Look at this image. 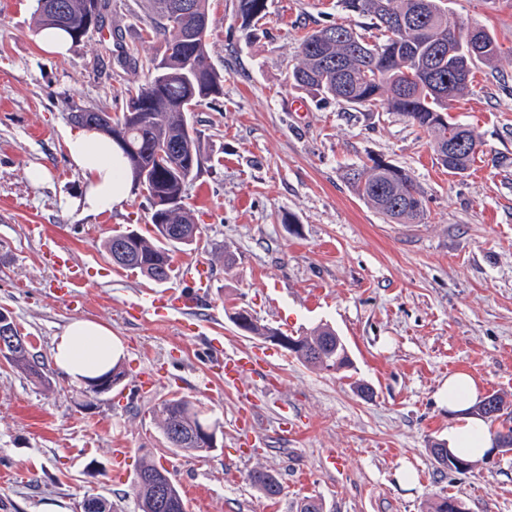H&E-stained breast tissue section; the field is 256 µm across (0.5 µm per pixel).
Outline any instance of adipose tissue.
<instances>
[{
    "label": "adipose tissue",
    "instance_id": "1",
    "mask_svg": "<svg viewBox=\"0 0 512 512\" xmlns=\"http://www.w3.org/2000/svg\"><path fill=\"white\" fill-rule=\"evenodd\" d=\"M67 148L71 162L86 180L85 210L103 212L127 198L132 175L123 152L113 141L85 129L72 133ZM51 354L73 382L84 384L108 372L123 350L113 342L109 327L80 319L69 323L56 337ZM437 398L453 418L448 428V448L473 462L487 457L494 440L485 420L472 412L480 400L476 380L462 372L449 375Z\"/></svg>",
    "mask_w": 512,
    "mask_h": 512
}]
</instances>
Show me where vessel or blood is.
<instances>
[{"label": "vessel or blood", "mask_w": 512, "mask_h": 512, "mask_svg": "<svg viewBox=\"0 0 512 512\" xmlns=\"http://www.w3.org/2000/svg\"><path fill=\"white\" fill-rule=\"evenodd\" d=\"M45 258L53 265L65 269L66 279L62 283L63 288H70L74 283L85 280L86 269L71 263L65 251L46 252ZM187 275L191 281L190 290H143L135 299L126 304L125 314L134 319L151 315L157 320L163 321L171 314H182L201 308L208 300L211 286L210 268L206 263L198 261L190 265ZM211 346L215 353L213 366L228 383L243 382L264 362L261 351L256 348L239 352L230 357L224 356L223 339L219 336L212 337Z\"/></svg>", "instance_id": "obj_1"}]
</instances>
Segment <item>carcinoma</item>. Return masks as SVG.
I'll return each mask as SVG.
<instances>
[{
  "label": "carcinoma",
  "mask_w": 512,
  "mask_h": 512,
  "mask_svg": "<svg viewBox=\"0 0 512 512\" xmlns=\"http://www.w3.org/2000/svg\"><path fill=\"white\" fill-rule=\"evenodd\" d=\"M179 0H145L148 33L160 47L148 60L144 79L128 89L126 107L118 116L109 112L75 108L70 120L115 141L132 171L144 173L139 186L150 203L145 233L124 242L116 233L104 243L112 263L139 273L156 284L173 276L171 248L193 247L199 226L184 205L185 189L204 162L197 131L190 125V109L220 94L221 75L209 62L211 25L209 0H184L187 15L171 19V5ZM345 10L372 19L384 39L370 42L346 22L325 25L307 33L298 46V62L288 75L291 84L324 99L361 107L399 112L430 137L437 162L452 175L465 174L475 162L481 143L467 126L449 116L452 102L472 84V70L492 67L500 60L494 35L481 27V50L456 37L462 27L448 22L444 0H342ZM106 0H36L35 20L41 27L67 31L72 42L105 25ZM267 0H239L242 26L266 14ZM463 141L468 149L448 154V144ZM347 181L375 211L397 224H423L426 207L413 175L403 168L372 161L351 169ZM228 316L240 319L242 331L257 338L278 331L261 325L244 308H231ZM289 349L304 365L339 371L350 364L348 348L336 329L321 323L303 336L293 337ZM0 355L13 367L47 380L44 364L31 353L18 332L5 334L0 324ZM483 417L497 420L503 400L487 396L478 406ZM204 420L187 398L163 402L158 427L169 447L196 455L208 454L215 445L199 440ZM436 463L465 473L471 462L453 455L443 443L432 445ZM253 486L266 498L283 494L278 475L256 470ZM138 512H186L178 485L169 472L144 457L133 479Z\"/></svg>",
  "instance_id": "obj_1"
}]
</instances>
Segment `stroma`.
<instances>
[{"label": "stroma", "instance_id": "obj_1", "mask_svg": "<svg viewBox=\"0 0 512 512\" xmlns=\"http://www.w3.org/2000/svg\"><path fill=\"white\" fill-rule=\"evenodd\" d=\"M35 5L0 0V310L49 382L0 360V512H78L87 495L107 498L112 512H138L130 480L112 477L116 444L129 451L128 471L148 452L199 485L188 512H299L309 496L325 512H428L446 496L468 512H512V451L495 450L463 474L439 471L430 452L448 436L436 394L456 371L508 401L490 432L512 426V0H448L450 23L483 25L502 48L497 67L476 68L471 92L450 111L481 141L461 176L437 163L427 134L401 114L291 85L306 32L364 25L341 0H267L249 34L238 0H210L209 60L223 92L191 114L205 163L185 203L201 243L173 260L205 262L214 281L201 311L165 326L126 319L123 305L147 280L107 275L102 248L113 230L144 231L148 202L135 186L112 210L84 212V178L67 149L72 105L121 114L126 88L143 80L155 49L141 39L143 0H110L105 30L62 56L36 45ZM373 159L415 177L425 223H389L354 193L347 170ZM36 167L45 172L38 182ZM52 248L88 270L75 297L55 288L62 271L43 257ZM231 305L291 336L329 323L351 368L309 369L240 331L224 312ZM74 319L108 326L123 347L124 384L153 372V394L119 400L72 382L50 350ZM216 335L225 355L257 347L265 364L241 384L224 383L209 371ZM361 385L371 398L358 395ZM174 397L199 406L218 448L202 457L169 448L154 409ZM245 409L258 421L249 440L237 427ZM334 454L344 460L337 469ZM259 469L279 475L280 497L252 487Z\"/></svg>", "mask_w": 512, "mask_h": 512}]
</instances>
